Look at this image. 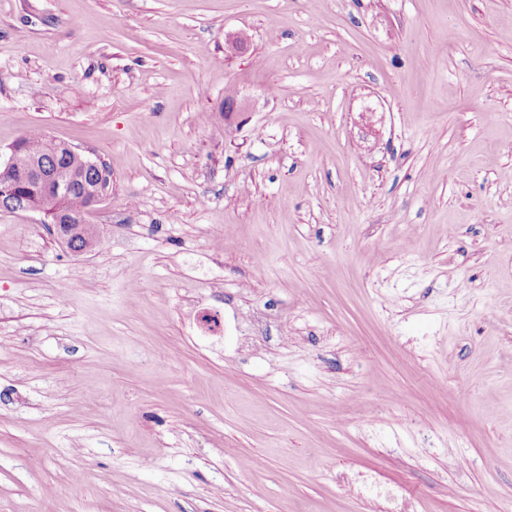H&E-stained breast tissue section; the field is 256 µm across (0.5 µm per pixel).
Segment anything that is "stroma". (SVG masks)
I'll list each match as a JSON object with an SVG mask.
<instances>
[{"label": "stroma", "instance_id": "stroma-1", "mask_svg": "<svg viewBox=\"0 0 512 512\" xmlns=\"http://www.w3.org/2000/svg\"><path fill=\"white\" fill-rule=\"evenodd\" d=\"M33 129L111 183L0 213V512H512V0H0Z\"/></svg>", "mask_w": 512, "mask_h": 512}]
</instances>
